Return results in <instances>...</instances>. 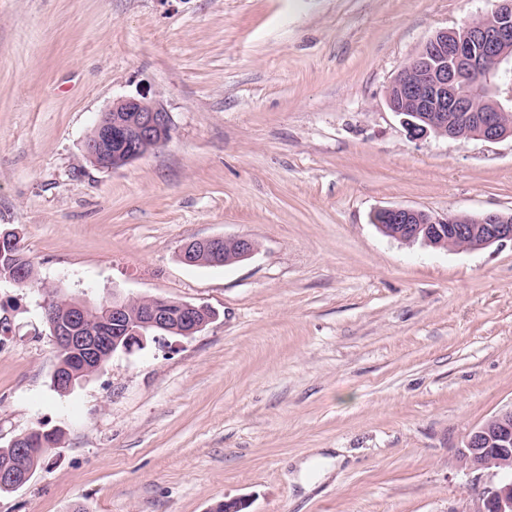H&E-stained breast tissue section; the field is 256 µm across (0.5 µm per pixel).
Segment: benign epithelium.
<instances>
[{
  "label": "benign epithelium",
  "instance_id": "7a95c632",
  "mask_svg": "<svg viewBox=\"0 0 512 512\" xmlns=\"http://www.w3.org/2000/svg\"><path fill=\"white\" fill-rule=\"evenodd\" d=\"M464 22L463 28L437 31L422 49L399 70L389 90L399 104L389 105L401 116L408 138L421 141L431 135L451 140L477 139L497 142L512 136V124L505 121L512 103V0H495L491 11ZM483 74V90L474 94L465 80ZM96 141L85 146L87 159L112 158V169H120L157 149L170 138L169 113L157 100L145 96L127 97L112 104L96 124ZM389 224L400 231L394 238L409 244L424 233V240L438 248L448 242L450 250H475L495 243H512V216L485 212L466 224L463 213H450L445 219L423 210L406 207L381 209ZM236 247V259L244 260L258 250L249 237H208L191 240L181 249L183 263L196 266L197 255H212L211 265H220L223 247ZM132 298L112 297L114 336H97L82 324L85 303L75 305L65 324L48 321L57 347L73 351L87 366L102 364L103 352L119 340L123 351L146 345L145 337L160 341L178 333L183 337L200 332L212 320L209 310L186 301L147 298L140 313L131 312ZM460 461L472 472H486L499 480L484 492L478 512H512V409L502 411L474 430L460 452ZM32 471L4 470L0 484L23 486Z\"/></svg>",
  "mask_w": 512,
  "mask_h": 512
}]
</instances>
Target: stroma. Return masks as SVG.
Here are the masks:
<instances>
[{
	"instance_id": "35a3bbf8",
	"label": "stroma",
	"mask_w": 512,
	"mask_h": 512,
	"mask_svg": "<svg viewBox=\"0 0 512 512\" xmlns=\"http://www.w3.org/2000/svg\"><path fill=\"white\" fill-rule=\"evenodd\" d=\"M490 7L0 0V228L37 273L0 282V444L61 431L0 512H476L487 480L458 454L512 408V243L408 246L372 218L512 213V137L415 142L387 104L431 35ZM142 93L168 142L97 169L100 115ZM210 236L260 248L180 261ZM47 287L216 317L60 393ZM225 244H231L236 247V260L247 259L258 250V243L249 237H208L185 243L181 249L180 259L186 265L196 266L203 262L197 259V255L200 252L210 253L212 255L210 265L220 266L221 263L219 261L222 259Z\"/></svg>"
}]
</instances>
